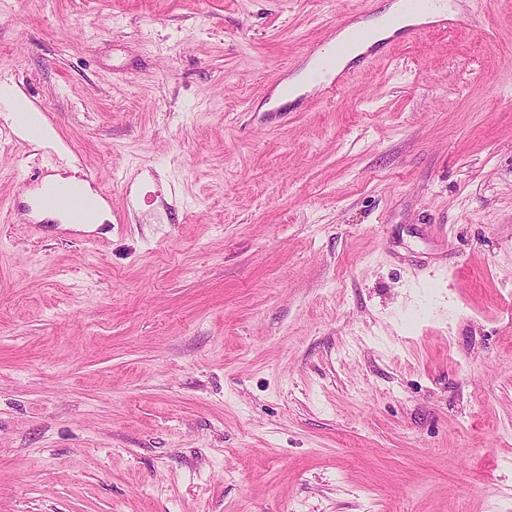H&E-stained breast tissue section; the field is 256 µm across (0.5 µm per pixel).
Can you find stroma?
Masks as SVG:
<instances>
[{"mask_svg": "<svg viewBox=\"0 0 512 512\" xmlns=\"http://www.w3.org/2000/svg\"><path fill=\"white\" fill-rule=\"evenodd\" d=\"M345 2L0 0V512H512V0L275 104ZM0 102L13 113H26V119L23 122H17L14 115V122L17 127L14 128V131L19 136L34 140L41 146L50 147L55 144L53 130L46 125L39 111L29 105L14 85L6 82L0 84ZM49 184H68L70 187H72L78 193H80L81 195L90 199L93 202V209H92L90 215L88 216V218L84 222H81V223H73L72 221L69 220V218L67 216L60 214L54 210L48 209V208L43 209L45 216L61 218L64 220L68 219L71 222V224H102L105 221L106 209H107L106 204L99 198V196L91 189L89 184L86 183L85 181H82L75 177L62 178L60 176H56V177L47 179L43 183V186H46ZM49 202L51 205L77 216L84 214L89 207L86 199L65 188L54 190Z\"/></svg>", "mask_w": 512, "mask_h": 512, "instance_id": "obj_1", "label": "stroma"}]
</instances>
